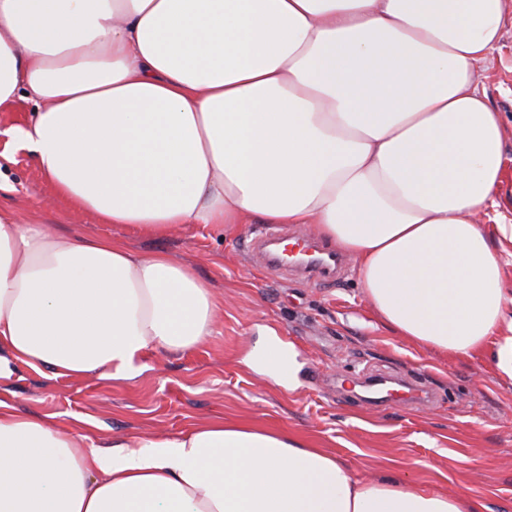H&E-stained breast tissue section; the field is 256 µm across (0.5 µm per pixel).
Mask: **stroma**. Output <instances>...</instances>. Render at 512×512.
<instances>
[{"mask_svg":"<svg viewBox=\"0 0 512 512\" xmlns=\"http://www.w3.org/2000/svg\"><path fill=\"white\" fill-rule=\"evenodd\" d=\"M481 82L503 122L505 181L484 218L512 224V23L489 57ZM34 102L0 111V207L38 218L63 233L112 236L133 248L162 250L192 266L224 299L216 333L184 355L154 353L130 381L54 376L16 366L0 378V400L48 414L96 447L132 433L174 436L213 418L251 419L315 439L356 476L385 475L409 486L463 493L480 512H512V377L495 348L469 360L444 357L385 331L348 258L330 285L266 276L242 254L247 224H191L152 239L100 223L54 197L50 184L8 129L25 125ZM293 344L294 376L258 366L268 340ZM416 379L434 393L429 405L390 396L363 403L361 369Z\"/></svg>","mask_w":512,"mask_h":512,"instance_id":"35a3bbf8","label":"stroma"}]
</instances>
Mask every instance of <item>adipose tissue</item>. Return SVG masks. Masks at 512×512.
<instances>
[{"mask_svg": "<svg viewBox=\"0 0 512 512\" xmlns=\"http://www.w3.org/2000/svg\"><path fill=\"white\" fill-rule=\"evenodd\" d=\"M512 0H0V108L56 197L140 236L312 226L380 324L512 377L505 168L478 74ZM222 301L164 251L0 208V377L135 379L214 335ZM356 477L282 429L221 419L86 448L0 401V512H477Z\"/></svg>", "mask_w": 512, "mask_h": 512, "instance_id": "obj_1", "label": "adipose tissue"}]
</instances>
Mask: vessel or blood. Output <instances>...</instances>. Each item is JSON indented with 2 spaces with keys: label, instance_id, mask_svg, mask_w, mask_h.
<instances>
[{
  "label": "vessel or blood",
  "instance_id": "1",
  "mask_svg": "<svg viewBox=\"0 0 512 512\" xmlns=\"http://www.w3.org/2000/svg\"><path fill=\"white\" fill-rule=\"evenodd\" d=\"M293 238L286 227L263 225L254 229L245 249L269 275L282 280L298 275L318 283L332 282L344 270L346 260L342 255L313 241L305 242L304 258H285L279 246Z\"/></svg>",
  "mask_w": 512,
  "mask_h": 512
}]
</instances>
